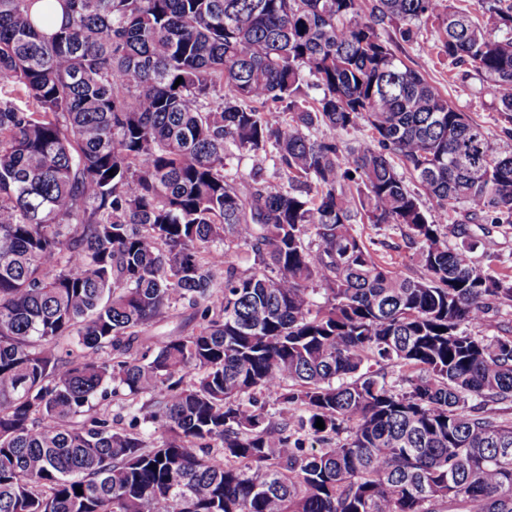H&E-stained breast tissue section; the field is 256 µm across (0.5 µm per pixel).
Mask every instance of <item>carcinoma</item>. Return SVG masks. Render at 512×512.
Returning <instances> with one entry per match:
<instances>
[{
    "label": "carcinoma",
    "mask_w": 512,
    "mask_h": 512,
    "mask_svg": "<svg viewBox=\"0 0 512 512\" xmlns=\"http://www.w3.org/2000/svg\"><path fill=\"white\" fill-rule=\"evenodd\" d=\"M485 2L0 0V512H512V275L441 233L512 225V152L380 33L512 123ZM417 26L418 35L411 42L399 40L394 48L396 54L436 85L453 106L481 122L498 152L512 151V134H507L505 130L512 129V125L503 121L497 112L498 100L494 87L482 81L471 67L452 66L438 57L436 51H430L439 34L436 19H423ZM228 153L232 157L233 172L238 169L239 174L248 175L259 172L261 169L262 178L270 183H277L278 179L273 177L272 162L264 157L253 156L252 154L239 155L237 149L228 145ZM365 235L375 241L376 245L373 248L378 250L379 256H384V260L395 262V266L407 269L413 274H420L419 269L411 261L413 249L407 247L406 240L399 229L386 226L378 229L367 225ZM510 302H505L500 305L499 311L495 314L489 315L485 320L475 326L473 331L480 336H498L502 334L505 328H512V305Z\"/></svg>",
    "instance_id": "obj_1"
}]
</instances>
